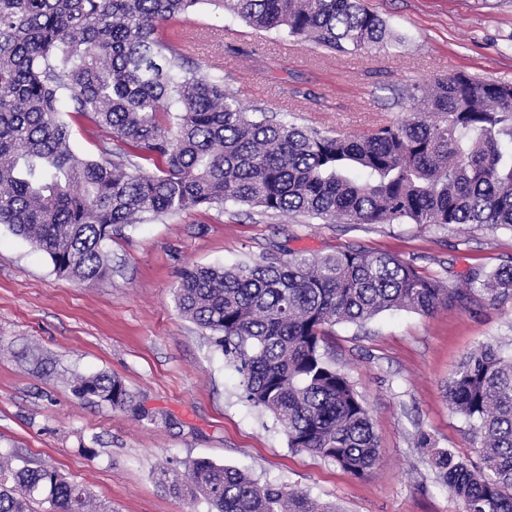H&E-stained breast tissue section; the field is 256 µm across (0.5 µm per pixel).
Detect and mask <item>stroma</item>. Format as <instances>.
Instances as JSON below:
<instances>
[{
	"instance_id": "obj_1",
	"label": "stroma",
	"mask_w": 512,
	"mask_h": 512,
	"mask_svg": "<svg viewBox=\"0 0 512 512\" xmlns=\"http://www.w3.org/2000/svg\"><path fill=\"white\" fill-rule=\"evenodd\" d=\"M399 35L356 54L331 53L252 29L200 5L186 37L195 61L220 65L245 108L294 116L333 135L404 116L402 95L464 72L512 82V0H363ZM348 247L387 252L461 286L470 270L512 258V232L488 226L342 224L226 206L113 231L101 282L58 276L43 252L0 225V449L58 470L112 512H209L173 495L158 466L205 458L260 483L308 493L341 512H462L437 482L419 434L474 457L469 424L446 384L484 343L512 350V297L420 315L384 312L333 327L326 352L370 409L378 466L353 477L296 451L274 419L241 396L212 334L185 319L173 291L190 265H233ZM119 377L151 420L74 391L75 375Z\"/></svg>"
}]
</instances>
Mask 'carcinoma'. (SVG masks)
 Here are the masks:
<instances>
[{"label":"carcinoma","mask_w":512,"mask_h":512,"mask_svg":"<svg viewBox=\"0 0 512 512\" xmlns=\"http://www.w3.org/2000/svg\"><path fill=\"white\" fill-rule=\"evenodd\" d=\"M334 52L395 38L361 0H0V224L47 254L56 274L106 279L112 229L233 205L350 224L490 225L512 232V83L463 73L406 92L409 112L359 136H333L244 112L218 66L191 64L183 25L199 5ZM93 128L79 158L70 120ZM151 165L149 171L145 165ZM450 288L394 255H327L186 268L180 313L215 335L243 398L272 414L288 447L370 473L380 448L370 412L323 350L330 329L392 309L423 315L512 296V261ZM75 391L153 421L117 377ZM477 460L432 448L462 512H512V354L483 344L446 386ZM175 495L212 512H339L334 504L208 459L159 469ZM110 512L77 482L0 451V512Z\"/></svg>","instance_id":"carcinoma-1"}]
</instances>
